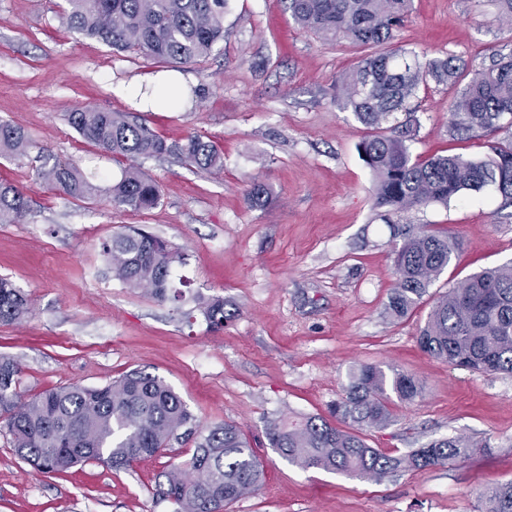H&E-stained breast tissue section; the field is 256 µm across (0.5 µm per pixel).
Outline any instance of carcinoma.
I'll return each mask as SVG.
<instances>
[{"mask_svg": "<svg viewBox=\"0 0 512 512\" xmlns=\"http://www.w3.org/2000/svg\"><path fill=\"white\" fill-rule=\"evenodd\" d=\"M228 0H65L61 19L69 31L119 51H135L160 63H190L211 54L224 40ZM411 0H290L293 19L303 29L327 39L366 46L355 69L338 79L346 106L369 129L360 151L375 176L374 205L382 217L433 203L448 204L466 191L494 186L512 203V136L494 140L482 159L461 155L412 158L408 142L417 127H382L432 76L458 87L451 105V128L494 139L512 129V53L484 70H467L450 58L421 62L419 56L392 45L393 30L408 17ZM68 120L88 143L113 160L175 155L192 167L220 170L223 154L210 140L189 136L169 144L121 112L79 108ZM29 137L0 123V156L20 158ZM46 183L75 199H88L96 187L81 169L56 162L38 171ZM112 210L146 211L160 201L157 183L133 166L107 189ZM30 204L15 184L0 181V224H19ZM456 243L446 233H402L392 250L396 286L386 314L399 320L422 300L448 267ZM113 275L130 288L167 297L173 264L180 256L169 244L140 230L120 232L103 244ZM206 320L224 328L229 314L224 299L203 302ZM23 292L0 277V323L24 318ZM420 348L454 368L512 375V264L476 273L448 290L432 306L418 336ZM18 362L0 355V431L10 436L15 454L39 473L65 471L78 463L100 462L113 470L167 453L174 443L194 442L187 458L169 464L158 482V496L173 512H225V507L262 481L263 467L238 426L226 422L201 427L181 397L160 377L133 369L103 387L70 384L29 399L19 392ZM401 401L421 394L410 374L387 375L361 365L351 375L345 399L331 416L295 415L269 422L271 447L292 463L350 477H392L463 460L471 443L461 438L436 440L405 456H390L366 443V432L386 427L392 412L388 392ZM479 512H512V481L481 494Z\"/></svg>", "mask_w": 512, "mask_h": 512, "instance_id": "cac0c4a2", "label": "carcinoma"}]
</instances>
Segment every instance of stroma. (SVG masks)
<instances>
[{
  "label": "stroma",
  "instance_id": "obj_1",
  "mask_svg": "<svg viewBox=\"0 0 512 512\" xmlns=\"http://www.w3.org/2000/svg\"><path fill=\"white\" fill-rule=\"evenodd\" d=\"M58 2L0 0V120L31 140L26 157L0 158V179L30 201L23 223L0 224V276L28 300L22 321L0 324V354L20 362L23 397L103 386L133 369L159 376L203 426L232 422L250 439L263 481L228 512H478L483 490L512 480V375L449 367L423 352L418 336L449 288L512 263V206L489 186L385 221L358 150L366 128L336 91L361 52L302 29L288 0H229L223 41L188 64H161L69 32ZM394 41L428 59L453 56L481 68L512 52V24L495 0H412ZM167 74L182 79L173 107L133 105L112 91ZM453 97L431 80L411 100L412 156L489 153L487 139L451 131ZM82 107L129 113L170 143L209 138L224 167L137 160L161 193L147 211H112L102 195L72 199L38 178L44 163L76 164L103 187L121 174L68 123V112ZM255 181L268 192L261 208L246 198ZM132 226L184 256L169 282L183 291L181 305L113 277L102 244ZM407 226L448 232L457 246L419 305L392 321V248ZM199 296L223 297V329H210ZM362 364L423 384L414 401L392 400L390 424L367 434L371 447L404 455L460 436L478 450L378 481L306 468L269 447V420L328 415ZM188 451L177 443L120 471L89 462L41 474L0 431V512H172L156 494L158 475Z\"/></svg>",
  "mask_w": 512,
  "mask_h": 512
}]
</instances>
